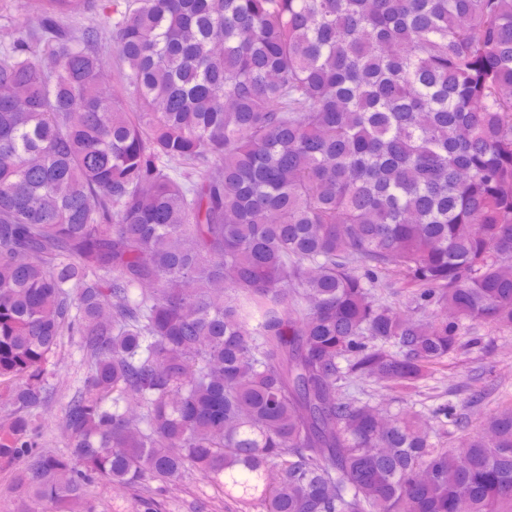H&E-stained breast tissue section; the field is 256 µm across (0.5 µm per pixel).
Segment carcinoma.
Segmentation results:
<instances>
[{"label":"carcinoma","instance_id":"obj_1","mask_svg":"<svg viewBox=\"0 0 512 512\" xmlns=\"http://www.w3.org/2000/svg\"><path fill=\"white\" fill-rule=\"evenodd\" d=\"M10 7L0 468L44 512L189 475L241 512H512L511 401L470 432L365 390L512 329V0ZM84 365L73 340L65 337L58 356L47 366L43 385L51 396L50 406L41 423L45 429L44 448L52 451L65 449L66 439L59 423L60 408L72 397L83 377Z\"/></svg>","mask_w":512,"mask_h":512}]
</instances>
